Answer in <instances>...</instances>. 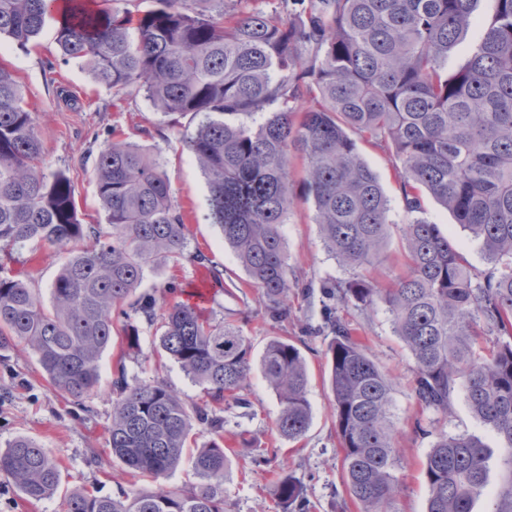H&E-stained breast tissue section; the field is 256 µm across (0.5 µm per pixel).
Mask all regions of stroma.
<instances>
[{"label": "stroma", "mask_w": 512, "mask_h": 512, "mask_svg": "<svg viewBox=\"0 0 512 512\" xmlns=\"http://www.w3.org/2000/svg\"><path fill=\"white\" fill-rule=\"evenodd\" d=\"M0 61L15 70L27 107L36 114L46 172H62L70 177L81 223L107 222L95 192L93 161L111 127L122 126L130 141L161 158L172 196L187 215L189 255L202 251L215 265L230 273L234 281L245 280L246 274L233 250L225 245L218 228L205 219L208 189L200 168L183 149L177 129L155 111L144 92H132L122 110H115L109 87L96 82L77 63L61 61L56 25L51 20L27 49H20L9 38H1ZM362 154L380 177L389 200L391 219L402 222L404 203L394 178L392 152L366 147ZM313 214L312 202L297 198L282 233L290 267L302 283L316 287L328 278H346L347 273L325 249ZM424 216L451 234L473 267L485 269L486 262L477 242L449 211L429 199L425 202ZM14 256L12 270L31 271L32 287L43 291L49 287L62 261L52 248L32 244L16 250ZM339 313L361 324L362 342L396 381L392 414L400 431V452L394 470L398 485L395 512H426L428 489L424 463L435 438L414 434L411 429V420L418 411L410 384L414 360L395 335L384 305L364 314L348 305L340 307ZM154 341L153 328L142 326L140 350L126 355L120 338H113L102 355L98 389L81 406L66 401L49 388L25 346H17L0 358V449L20 435L34 439L60 463L63 487L62 492L50 498L29 501L12 483L0 478V512H64L65 491L85 488L112 497L120 488L128 486L131 481L124 466L109 458L106 447L107 429L112 420L111 381L115 360L124 358L131 378L146 380L160 376L189 399L196 400L203 395L202 388L177 363L157 356ZM328 342L325 336L307 340L309 349L304 357L310 375L307 398L311 426L300 441L281 440L273 431L279 401L260 370H252L247 388L251 414H244L234 406L225 409L226 431L245 432L253 447L268 449L273 454L271 463L261 469L252 468L242 458H234L224 482L228 512H280L276 480L282 471L301 483L313 506L312 512H357L352 506L345 509L336 506L338 497L344 496L345 491L333 401L326 383L324 351ZM435 427L451 435H477L492 448L487 487L473 503V512H492L504 475V453L499 438L473 417L460 396L455 397L448 417L436 422ZM95 452L103 455L102 464L92 461Z\"/></svg>", "instance_id": "1"}]
</instances>
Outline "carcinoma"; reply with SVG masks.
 I'll return each instance as SVG.
<instances>
[{
    "instance_id": "cac0c4a2",
    "label": "carcinoma",
    "mask_w": 512,
    "mask_h": 512,
    "mask_svg": "<svg viewBox=\"0 0 512 512\" xmlns=\"http://www.w3.org/2000/svg\"><path fill=\"white\" fill-rule=\"evenodd\" d=\"M153 0L143 13L103 0H0V37L21 47L49 19L61 60L78 62L112 88L121 108L132 89L193 127L181 142L208 188L205 219L218 226L263 301L261 329L288 321L293 288L281 231L297 199L290 157L302 155L306 197L325 247L348 271L320 284L324 352L336 413L346 493L362 512H393L398 485V427L391 414L394 378L338 312L383 304L411 353L419 414L444 417L463 394L472 415L503 442L506 480L492 512H512V0ZM467 59L448 57L472 30ZM315 105L298 110L303 99ZM394 153L406 216L390 219L377 174L361 146ZM34 114L15 72L0 62V352L28 347L51 390L82 402L96 388L100 360L121 337L140 345L138 322L155 327L160 355L176 362L204 395L192 401L166 380L131 381L123 361L112 378L107 448L132 477L155 487L117 497L78 489L66 512H226L231 458L252 448L224 447V407L251 408L245 390L253 343L249 311L220 322L196 304L169 306L135 294L159 264L186 257L185 214L174 203L159 157L127 141L123 129L101 146L93 168L107 225L83 224L70 178L45 172ZM430 195L479 242L478 271L438 225L419 217ZM404 243L405 271L383 286L366 271L381 262L393 233ZM28 243L64 254L49 302L21 271L4 274L13 250ZM192 260L214 282L223 270L201 251ZM280 402L277 434L301 439L310 428L309 374L291 336H270L259 358ZM205 435L192 466L199 482L171 489L188 440ZM490 449L467 434L440 432L427 453L426 512H472L488 479ZM27 498L56 493L61 469L35 440L18 436L0 450V478ZM281 512H309L304 490L280 476Z\"/></svg>"
}]
</instances>
